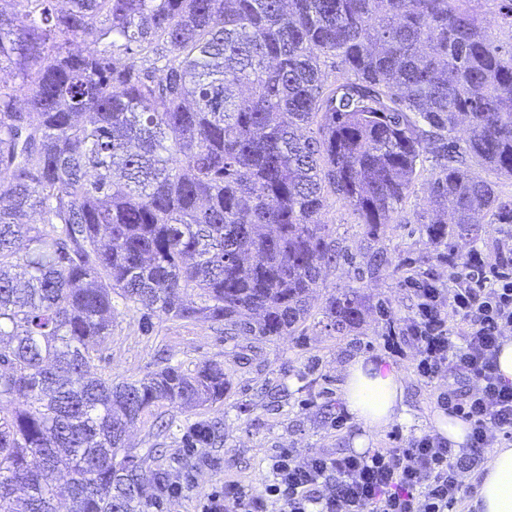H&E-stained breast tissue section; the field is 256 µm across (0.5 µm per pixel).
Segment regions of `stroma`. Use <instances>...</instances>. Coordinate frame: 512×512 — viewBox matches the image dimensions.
I'll use <instances>...</instances> for the list:
<instances>
[{
	"label": "stroma",
	"instance_id": "stroma-1",
	"mask_svg": "<svg viewBox=\"0 0 512 512\" xmlns=\"http://www.w3.org/2000/svg\"><path fill=\"white\" fill-rule=\"evenodd\" d=\"M430 178V171L421 173L393 223L374 236L367 234L348 203L328 196L322 220L329 224L342 256L324 269L311 316L295 335L232 338L223 326L209 321H175L162 315L153 316L147 327L131 303L113 299L112 334L91 364L96 376L131 382L168 363L191 369L214 361L223 364L230 380L223 402L190 409L161 404L142 415L127 433L126 443L135 454L157 449L152 469L195 471V486L168 505V512H195L199 499L219 489L228 477L260 483L280 448H294L302 455L315 450L350 452L361 437L368 447L385 448L394 434L405 441L436 434L442 411L435 384L416 375L413 349L398 357L383 344L387 322H403L415 308L412 291L400 285L399 266L404 259L423 263L438 283L448 281L447 265L429 259L417 222L429 206ZM376 252L384 253L387 264L373 273L368 260ZM349 285L360 286L373 305L384 303L386 310L373 308L359 328L342 336L325 329L322 309L331 294L342 293ZM356 357L381 361L384 368L403 377L406 417L387 430L366 433L346 414L341 395L345 366ZM338 416L345 422L339 431L331 427ZM215 421L223 425L221 442L205 445L198 454L186 453L185 438L192 425Z\"/></svg>",
	"mask_w": 512,
	"mask_h": 512
}]
</instances>
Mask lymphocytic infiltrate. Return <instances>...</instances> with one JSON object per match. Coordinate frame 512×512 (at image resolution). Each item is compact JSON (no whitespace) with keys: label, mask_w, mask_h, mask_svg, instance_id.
Masks as SVG:
<instances>
[{"label":"lymphocytic infiltrate","mask_w":512,"mask_h":512,"mask_svg":"<svg viewBox=\"0 0 512 512\" xmlns=\"http://www.w3.org/2000/svg\"><path fill=\"white\" fill-rule=\"evenodd\" d=\"M409 286L415 311L389 329L385 344L395 352L413 347L423 381L447 377L437 403L469 423L467 445L424 435L363 453L316 450L302 461L282 448L261 483L225 479L200 499L198 512H448L468 496L463 473L483 462L494 435L512 438V382L497 363L512 329V238L494 256H469L447 287L421 278Z\"/></svg>","instance_id":"f902f5d3"}]
</instances>
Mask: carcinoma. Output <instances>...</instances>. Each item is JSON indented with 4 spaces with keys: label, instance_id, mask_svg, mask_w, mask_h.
<instances>
[{
    "label": "carcinoma",
    "instance_id": "obj_1",
    "mask_svg": "<svg viewBox=\"0 0 512 512\" xmlns=\"http://www.w3.org/2000/svg\"><path fill=\"white\" fill-rule=\"evenodd\" d=\"M51 2L0 8V512H57L62 474L70 512H145L151 454L126 450L128 427L229 381L210 361L92 375L112 296L229 336L294 333L339 257L326 196L374 235L426 161L421 231L462 269L448 238H480L479 213L512 224V196L469 166L512 180V0ZM367 312L350 286L323 318L344 334Z\"/></svg>",
    "mask_w": 512,
    "mask_h": 512
}]
</instances>
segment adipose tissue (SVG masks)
<instances>
[{"label":"adipose tissue","instance_id":"1","mask_svg":"<svg viewBox=\"0 0 512 512\" xmlns=\"http://www.w3.org/2000/svg\"><path fill=\"white\" fill-rule=\"evenodd\" d=\"M343 400L348 415L372 432L387 428L404 416V381L363 357L346 367ZM476 512H512V447L490 452L481 468Z\"/></svg>","mask_w":512,"mask_h":512}]
</instances>
